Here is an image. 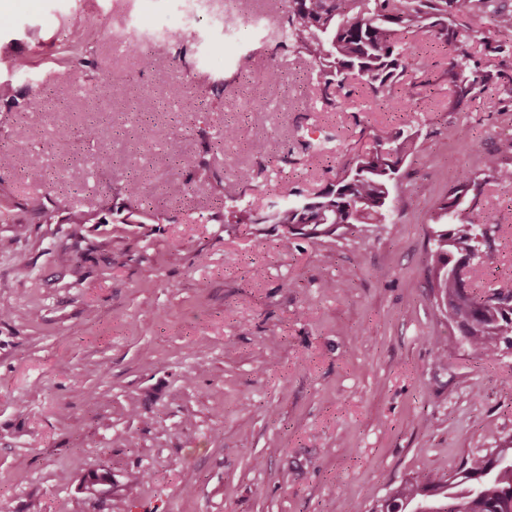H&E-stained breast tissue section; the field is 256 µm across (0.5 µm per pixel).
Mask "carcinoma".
<instances>
[{
  "instance_id": "1",
  "label": "carcinoma",
  "mask_w": 512,
  "mask_h": 512,
  "mask_svg": "<svg viewBox=\"0 0 512 512\" xmlns=\"http://www.w3.org/2000/svg\"><path fill=\"white\" fill-rule=\"evenodd\" d=\"M482 12L499 32L512 31V5L508 0H287L278 24L276 48L308 57L314 65L312 79L322 109H336L341 91L352 79L382 105L394 100L395 91L410 102L413 95L402 83L408 68L402 40L419 32L448 50V67L441 78L448 81V109L456 110L477 92L494 88L512 98V41L496 40L491 32L474 25ZM479 44L498 57L496 66H484L471 52ZM208 149L222 152L224 144L238 136V126L224 122L209 136ZM413 134L402 129L373 136V144L354 153L336 180L313 195L289 191L265 211L244 203L245 190L254 172L242 167L232 177L203 162L198 178L209 182L213 203L224 209V223L238 230L258 224H274L285 240L311 242L352 234L363 224H390L397 211L407 208L406 196L395 191L403 163L412 151ZM512 184V167L495 154L483 157L481 173L465 172L439 203L436 227L430 235V275L442 306L458 324L460 338L430 340L433 348L449 355L462 345L475 356L494 360L512 349V309L503 300L479 302L466 296L454 274L456 265L479 257L488 228L480 200L488 180ZM23 207L40 222H64L78 233L82 224L107 223L105 214L115 211L123 224L151 220L140 184L127 180L112 200L91 214L59 199L47 205L44 195L28 197ZM90 493L112 491V475L91 472L83 481ZM512 512V439L501 441L485 455L469 458L450 478L429 471L397 486L377 505L375 512Z\"/></svg>"
}]
</instances>
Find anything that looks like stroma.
Wrapping results in <instances>:
<instances>
[{"label": "stroma", "instance_id": "35a3bbf8", "mask_svg": "<svg viewBox=\"0 0 512 512\" xmlns=\"http://www.w3.org/2000/svg\"><path fill=\"white\" fill-rule=\"evenodd\" d=\"M174 10L198 36L183 62L161 26ZM3 19L0 83L15 100L0 101V146L39 166L0 170V193L55 196L64 183L94 210L134 176L158 219L77 236L20 208L0 220V308L24 313L0 317V512H373L402 479L455 473L512 437V353L444 356L429 343L459 334L428 272L436 205L485 154L512 165L506 96L481 91L452 112L438 77L390 112L353 81L336 111H319L311 63L262 29L225 49L224 0H8ZM78 36L93 66L61 61ZM406 53L412 78L447 61L424 34ZM273 62L282 83L263 78ZM219 79L223 100L200 103ZM303 120L335 156L284 179L259 172L254 208L326 187L346 144L401 128L415 136L407 212L318 242L268 224L225 231L211 185L188 180L194 167L256 168L255 141L302 158ZM227 121L238 140L208 150L202 132ZM459 124L470 146L449 139ZM89 125L91 144L79 138ZM483 209L491 232L471 283L485 293L512 277V185L488 183ZM102 469L111 494L81 489Z\"/></svg>", "mask_w": 512, "mask_h": 512}]
</instances>
